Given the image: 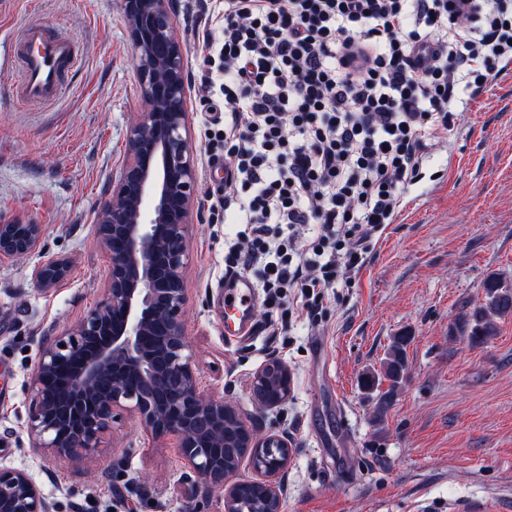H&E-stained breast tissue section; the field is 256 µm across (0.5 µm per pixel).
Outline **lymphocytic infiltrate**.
<instances>
[{"mask_svg": "<svg viewBox=\"0 0 512 512\" xmlns=\"http://www.w3.org/2000/svg\"><path fill=\"white\" fill-rule=\"evenodd\" d=\"M204 58L224 119L203 128L229 192L213 213L245 225L229 271H256L266 303L296 289L307 315L396 220L454 109L512 65V0H224ZM309 227L295 262L283 228Z\"/></svg>", "mask_w": 512, "mask_h": 512, "instance_id": "1", "label": "lymphocytic infiltrate"}]
</instances>
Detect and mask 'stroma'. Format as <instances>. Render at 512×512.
Instances as JSON below:
<instances>
[{
  "mask_svg": "<svg viewBox=\"0 0 512 512\" xmlns=\"http://www.w3.org/2000/svg\"><path fill=\"white\" fill-rule=\"evenodd\" d=\"M0 47L32 19L74 37L80 55L62 98L20 105L0 68V218L40 225L24 257L0 255V466L27 470L52 512H224V498L190 500L175 437L156 440L121 413L99 458L58 461L32 448L31 377L42 346L104 297L109 260L95 226L126 161L140 110L121 0H10ZM190 88L199 178L209 176L199 135L224 111L200 109L202 35L222 0H172ZM455 128L429 149L394 224L374 237L365 263L342 272L316 317L292 301L256 304L255 331L225 338L217 291L237 225L192 213L186 268V336L201 387L233 401L263 431L288 436L282 512H448L496 501L512 512V315L472 345L450 335L484 284L512 286V65L458 110ZM66 259L68 276L43 288L32 271ZM287 325L272 335L267 317ZM409 339L405 380L383 418L362 389L394 337ZM277 360L292 374L286 403L257 407L256 373ZM149 482H142L141 474Z\"/></svg>",
  "mask_w": 512,
  "mask_h": 512,
  "instance_id": "1",
  "label": "stroma"
}]
</instances>
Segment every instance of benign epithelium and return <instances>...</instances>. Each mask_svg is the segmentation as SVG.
<instances>
[{
	"instance_id": "1",
	"label": "benign epithelium",
	"mask_w": 512,
	"mask_h": 512,
	"mask_svg": "<svg viewBox=\"0 0 512 512\" xmlns=\"http://www.w3.org/2000/svg\"><path fill=\"white\" fill-rule=\"evenodd\" d=\"M133 46L141 108L129 129L127 161L96 225L110 267L104 298L64 336L43 347L30 388L32 447L56 460L99 455L104 436L122 412H130L153 437L175 435L188 481L207 495L224 494L225 512L235 510L245 480L237 477L249 457L267 492L264 512H281V476L291 449L288 436L266 434L233 404L203 390L185 332L188 241L197 167L187 110L184 52L170 0H122ZM0 219V255L34 251L41 225ZM67 262L49 258L33 272L49 288L65 277ZM274 374L291 393L288 368L278 362L255 376L252 393L270 403L259 383ZM239 434V458L228 465L224 420ZM278 448L284 459L264 469L257 461ZM0 512H51L46 497L24 469L0 467Z\"/></svg>"
}]
</instances>
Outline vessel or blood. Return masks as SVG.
Listing matches in <instances>:
<instances>
[{
	"instance_id": "1",
	"label": "vessel or blood",
	"mask_w": 512,
	"mask_h": 512,
	"mask_svg": "<svg viewBox=\"0 0 512 512\" xmlns=\"http://www.w3.org/2000/svg\"><path fill=\"white\" fill-rule=\"evenodd\" d=\"M7 52L19 68L11 95L23 103L51 104L59 100L70 73L79 64L75 40L50 30L39 20L19 27ZM220 297L225 334L248 335L253 328L250 316L254 306L249 280L238 274H225Z\"/></svg>"
}]
</instances>
